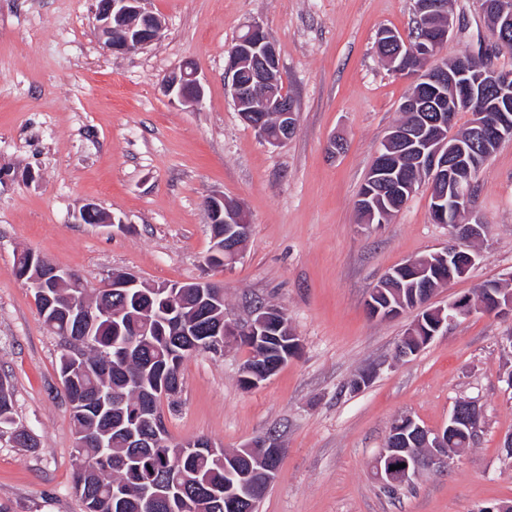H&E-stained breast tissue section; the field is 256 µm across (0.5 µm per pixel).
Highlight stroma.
<instances>
[{"label":"stroma","mask_w":512,"mask_h":512,"mask_svg":"<svg viewBox=\"0 0 512 512\" xmlns=\"http://www.w3.org/2000/svg\"><path fill=\"white\" fill-rule=\"evenodd\" d=\"M460 25L441 56L478 53L490 37L480 0H452ZM96 0H0V375L14 387L38 448L0 446V512H82L74 427L58 377L61 338L32 289L15 278L28 249L98 288L117 272L153 284L211 280L230 317L255 300L285 308L301 351L259 387L239 384L247 347L198 352L180 390L159 405L172 442L198 437L227 450L277 433L275 482L257 512H479L512 503V387L504 348L511 316L476 313L396 360L413 313L371 317L366 300L406 260L441 250L448 228L429 216L421 183L388 223H359L358 194L376 150L401 117L412 79L377 53L381 30L408 35L416 0H144L161 38L117 55L97 31ZM260 23L280 56L298 127L280 147L241 120L224 84L226 50ZM194 62L201 106L171 102L161 84ZM343 138L342 153L329 145ZM239 204L251 222L241 257L212 268L207 196ZM88 202L115 222L87 224ZM473 215L487 226L465 276L433 302L512 273V142L481 167ZM375 370L358 392L348 384ZM482 412L476 443L447 467L385 491L372 462L391 422L446 426L457 401Z\"/></svg>","instance_id":"stroma-1"}]
</instances>
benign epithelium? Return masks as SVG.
I'll use <instances>...</instances> for the list:
<instances>
[{"label": "benign epithelium", "instance_id": "7a95c632", "mask_svg": "<svg viewBox=\"0 0 512 512\" xmlns=\"http://www.w3.org/2000/svg\"><path fill=\"white\" fill-rule=\"evenodd\" d=\"M144 0H100L95 10L97 28L107 47L115 54H132L157 40L164 28L163 21L143 8ZM424 11L439 19V24L428 29L425 36L412 42L399 40L388 32L381 34L382 44L391 50L389 57L392 71L404 75L415 83H421L434 93L447 86L452 92L448 97L447 125L453 126L456 112L462 108H473L484 111L489 107L503 113L495 122L478 121L474 123L475 140L481 142L484 151L473 152L471 142L450 135L442 138L435 126L438 122L426 117L427 103L417 96L407 98L401 104L404 112H413L419 116L414 126L395 127L385 138V143H396L399 152L394 155L377 150L374 163L367 175V181H381V184L396 191L405 200L413 194L415 182L412 178L402 176L397 183L384 180L387 173H395L401 167L402 158L409 157L419 170L421 177L437 186L436 193L431 196L430 211L434 222L446 224L449 228L448 246L436 253L448 267L457 268V276H463L475 261V255L467 249V243L483 237L485 224L476 221L464 223V219L472 216V202L475 195L474 181L462 180L457 176L460 168L465 167L475 172L493 154L504 141H512V120L505 116L509 111V100L512 99V70L493 69L484 64L482 58L469 52L457 56L452 68L441 64L424 67L411 72L402 66V62L411 58L428 60L433 57V49L445 44L455 31V20L449 9L448 0H427ZM484 16L495 22V29L506 34L512 30V0H482ZM281 69L280 58L275 45L266 36L263 27L254 23L248 26L245 33L227 50V61L224 69V80L231 92L234 106L240 110L241 118L252 126L270 145L279 147L288 142L297 127L295 110L281 97L268 93L263 97V105L250 109L244 108L247 101L256 91L267 84L268 73ZM166 96L173 102L187 106L201 105L204 89L198 78V72L191 62H184L178 69L169 73L162 82ZM275 111L278 113L280 130L277 135L270 136L262 127L260 113ZM224 195L213 194L205 198L204 207L209 223L224 225V265L235 262L240 256L241 246L238 242L248 238L250 224L244 210L224 209ZM412 273V278H422L427 274L419 264L410 259L389 274L394 280L405 273ZM75 288H85L87 284L53 262L48 263L42 275L34 276L25 282L29 288H46L50 284L63 282ZM145 288L147 284L137 277L115 275L106 284V288L114 293H126L130 288ZM177 286L159 285V293L163 294L162 302L167 324L180 326L185 323L183 310L173 302ZM433 292L429 288L413 292V305L408 306L401 297L396 300L381 298L379 289H374L367 306L370 314L379 318H391L411 309L418 311L412 328L418 329L425 325L426 341L457 322L470 317L476 312L496 315H512V292L501 297L490 295L483 300H474L471 295H463L448 302L446 307H429ZM70 314L81 324L92 322L97 316L94 306L77 299L71 303ZM267 334L278 339L283 345L291 348L301 346L300 340L294 335L288 322L286 311L280 306L265 303L252 305L246 320L228 319L216 322L209 331L211 338L197 345V349L205 351H221L225 343L233 337H248L254 343H261V335ZM287 363L284 358L266 368L252 365L242 367L244 387L255 388L273 375L282 365ZM481 416L480 408L472 401L457 404L443 429L432 432L421 426L414 419H399L389 430L386 446L375 459L373 469L376 476L386 485H405L411 483L421 472V468L409 464V456L413 447L425 449L434 465L444 467L448 463V442L459 436L467 435L470 420ZM244 448L262 466L267 478H273L278 472L279 461L283 448L277 436L268 433L260 435ZM402 468H396V465ZM251 474L241 475L239 487L224 492V500L229 508L235 509L249 502L250 498L259 493Z\"/></svg>", "mask_w": 512, "mask_h": 512}]
</instances>
